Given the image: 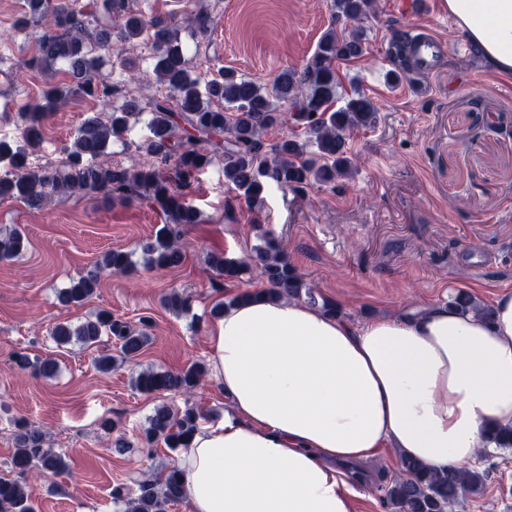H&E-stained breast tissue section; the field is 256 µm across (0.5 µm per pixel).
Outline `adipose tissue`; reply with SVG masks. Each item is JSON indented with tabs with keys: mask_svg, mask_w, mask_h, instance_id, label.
<instances>
[{
	"mask_svg": "<svg viewBox=\"0 0 512 512\" xmlns=\"http://www.w3.org/2000/svg\"><path fill=\"white\" fill-rule=\"evenodd\" d=\"M512 74V0H445ZM210 365L229 407L182 449L190 512H353L356 465L397 448L435 469L512 427V292L489 315L441 306L354 325L291 298L225 308Z\"/></svg>",
	"mask_w": 512,
	"mask_h": 512,
	"instance_id": "ef3b65f1",
	"label": "adipose tissue"
}]
</instances>
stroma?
I'll return each instance as SVG.
<instances>
[{"label": "stroma", "mask_w": 512, "mask_h": 512, "mask_svg": "<svg viewBox=\"0 0 512 512\" xmlns=\"http://www.w3.org/2000/svg\"><path fill=\"white\" fill-rule=\"evenodd\" d=\"M394 2L377 0L375 15L366 20L367 53L336 65L344 89L364 91L378 109L372 126L349 135L347 148L359 159L352 174L301 193L272 185L251 206L227 189L223 164L214 161L191 193L202 221L185 230L180 266H142L141 244L166 222L147 201L121 204L79 193L34 212L16 200L0 201V237L20 230L29 239L22 255L0 259V474L15 450L19 419L47 432L68 464L54 480H28L37 512H122L112 501L113 486L132 476H155L177 460L164 445L144 441L156 405H191L208 421L223 419L224 393L214 375L189 395H148L132 386L147 369L178 371L208 363L213 307L229 293L264 288L252 273L228 292L213 291L211 253L245 259L263 236L275 237L304 281L356 325L445 305L460 290L487 306L512 291V76L473 55L445 6L427 17L398 11ZM135 3L157 14L207 9L214 21L210 35L199 37L185 26L178 31L193 74L224 67L263 85L283 69H303L334 22L332 0ZM24 4L0 0V131L9 136L18 112L39 102L47 85L63 80L62 74L25 67L36 47L18 27ZM428 29L448 43L439 72L421 89L408 78L391 84V40L404 30ZM156 62L151 44L138 39L118 62L105 63L100 77L125 82L144 101L165 93L155 79ZM106 109L73 94L48 110L37 149L43 164L59 162L89 111ZM113 248L131 251L137 270L103 275L83 304H62L61 289ZM175 291L189 298L188 310L166 305ZM100 308L133 325L151 319L150 344L107 373L94 364L107 343L61 347L51 336L58 323H79ZM17 350L56 359L57 375L44 379L18 369L11 361ZM106 418L116 422V430L102 428ZM478 464L487 471L483 494L464 499L452 512H512V450L494 452ZM362 468L368 478L354 512H385L380 488L398 471L397 452L381 449Z\"/></svg>", "instance_id": "35a3bbf8"}]
</instances>
